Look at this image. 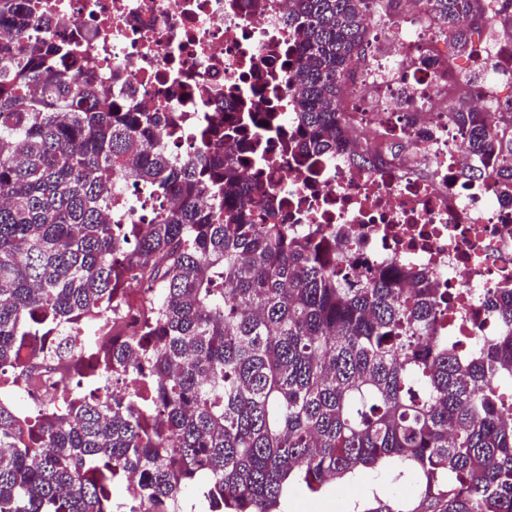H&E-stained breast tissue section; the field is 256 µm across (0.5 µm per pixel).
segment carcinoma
<instances>
[{"label":"carcinoma","mask_w":512,"mask_h":512,"mask_svg":"<svg viewBox=\"0 0 512 512\" xmlns=\"http://www.w3.org/2000/svg\"><path fill=\"white\" fill-rule=\"evenodd\" d=\"M290 133L301 164L342 151L369 163L340 106L366 56L367 13L399 0H290ZM448 61L512 26V0H426ZM33 0H0V375L16 387L86 355L106 383L146 372L141 393L101 397L80 382L24 413L0 403V512H178L205 485L207 512H281L288 484L311 491L361 469L415 467L432 512H512V285L482 311L507 328L460 352L439 325L448 305L420 275L390 266L357 279L336 236L257 224L279 208L244 173L247 128L217 125L177 157L179 117L133 112L103 93L78 50L35 34ZM239 108L273 128L275 112ZM448 121L512 200V127L465 100ZM242 144L224 154V139ZM152 201L149 223L112 221V190ZM131 280L153 295L121 329L114 300ZM54 343L28 359L18 349Z\"/></svg>","instance_id":"1"}]
</instances>
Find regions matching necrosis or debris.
Returning a JSON list of instances; mask_svg holds the SVG:
<instances>
[{"instance_id":"1","label":"necrosis or debris","mask_w":512,"mask_h":512,"mask_svg":"<svg viewBox=\"0 0 512 512\" xmlns=\"http://www.w3.org/2000/svg\"><path fill=\"white\" fill-rule=\"evenodd\" d=\"M51 42L73 40L113 99L138 112H176L171 149L198 146L199 134L236 113L240 97L255 111L291 109L280 63L301 34L286 18L290 0H35ZM367 27L375 52L342 82L350 130L377 164L358 167L340 152L294 164L264 128L253 134L246 176L281 198L279 223L304 236L347 233L354 277L405 263L448 297L449 336L490 342L503 328L478 314L488 289L512 284V202L492 179L462 180L475 162L448 121L452 102L471 97L512 112V84L458 85L448 75V44L433 36L423 0ZM435 59L434 68L420 56Z\"/></svg>"}]
</instances>
